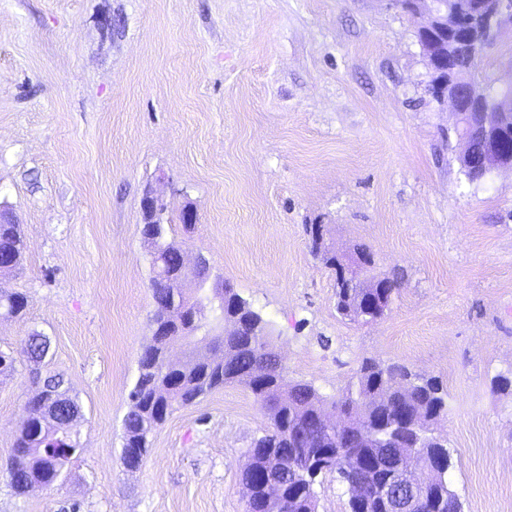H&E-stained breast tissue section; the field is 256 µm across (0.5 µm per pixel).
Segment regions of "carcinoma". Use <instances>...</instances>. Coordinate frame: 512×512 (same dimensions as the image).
Returning a JSON list of instances; mask_svg holds the SVG:
<instances>
[{"mask_svg":"<svg viewBox=\"0 0 512 512\" xmlns=\"http://www.w3.org/2000/svg\"><path fill=\"white\" fill-rule=\"evenodd\" d=\"M306 231L311 252L335 273L336 310L344 318L358 323H370L382 318L398 293V279L371 274L374 259L368 247L356 244L352 259L372 280L385 284L383 288H356L353 279L342 276L336 257L329 255L325 242L317 235L316 225ZM145 239L155 240L158 257L152 261L154 276L150 282L153 299L152 322L166 326L165 315L184 306L180 289L170 273L180 266L179 247L165 239L162 224H145ZM24 242L18 224H0V264L18 267ZM241 305L253 317L238 336H216L214 341L225 346L224 354L206 363L169 369L161 382L174 383V389H159L154 378L158 346L140 353L138 377L129 393L128 409L123 419L121 461L131 466L142 463L150 447L149 436L162 426L177 406H188L206 394L238 383L255 397L268 401L275 387L285 383V370L274 349L269 324L252 304L234 291L228 292V308ZM28 306L27 296L19 292L0 290V313L9 317L21 315ZM49 349L48 338L40 333L29 334L19 351L0 350V373L14 368L16 355L39 363ZM355 382L347 385L336 399L329 401L309 383H290L283 389L278 403L268 407L270 425L263 435L255 438L248 450L252 464L242 470L240 481L247 498V512H265L266 483L273 480L283 491L282 512H317V478L331 475L345 486L349 495V512H357L353 496L360 484L382 481L392 473L415 468L428 461L433 468L426 473L428 494L421 512H462L458 495L448 488V469L453 451L444 439L433 438L429 432L419 433L403 422L420 416L437 422L446 410V391L433 377L411 380L409 371L400 365H382L364 361L354 375ZM36 393L30 403L36 408L55 409L57 429H46L39 439H31L29 423L20 422L13 456L5 471L11 488L24 494L33 483L49 473L63 472L80 450V407L73 398L62 404ZM356 413L376 426L384 421L390 427L383 434L393 437L388 448H367L345 437L336 446L319 414Z\"/></svg>","mask_w":512,"mask_h":512,"instance_id":"1","label":"carcinoma"}]
</instances>
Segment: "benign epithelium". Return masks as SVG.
<instances>
[{"mask_svg":"<svg viewBox=\"0 0 512 512\" xmlns=\"http://www.w3.org/2000/svg\"><path fill=\"white\" fill-rule=\"evenodd\" d=\"M398 5L416 23V34L428 72V89L436 101L451 107L456 118L455 132L459 141L458 160L463 174L473 181L503 170H512V133L504 130L501 119L512 112V84L502 87L496 100H490L486 88L464 69L462 64L476 68L481 61L485 44L498 38L500 32L512 28V0H472L462 8L451 0H399ZM480 144V161L472 160L471 145ZM141 209L159 218L166 212L162 196L148 190L141 199ZM209 266L201 253L192 263L182 261L178 285L189 273ZM195 288L186 297V306L177 313H167L176 323L186 322L192 334L199 335L197 307L201 295L220 306L224 305V280L215 276L205 283L192 277ZM328 431L336 435L354 431L372 448L380 446L377 432L370 426L349 417L336 415L328 423ZM357 499L386 500L390 512H416L419 500L400 501L387 485L365 486L357 489Z\"/></svg>","mask_w":512,"mask_h":512,"instance_id":"benign-epithelium-1","label":"benign epithelium"}]
</instances>
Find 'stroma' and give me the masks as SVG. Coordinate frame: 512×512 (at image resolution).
I'll return each mask as SVG.
<instances>
[{
  "label": "stroma",
  "instance_id": "35a3bbf8",
  "mask_svg": "<svg viewBox=\"0 0 512 512\" xmlns=\"http://www.w3.org/2000/svg\"><path fill=\"white\" fill-rule=\"evenodd\" d=\"M479 71L512 83L511 29ZM427 83L392 0H0V208L25 236L0 289L28 298L0 319V349L47 335L37 368L83 414L61 479L15 494L1 468L36 367L0 375V512H246L240 474L268 410L244 386L175 410L137 469L120 460L152 341L148 188L169 241L268 322L287 382L330 399L368 358L438 378L462 512H512V171L465 178ZM310 224L398 277L381 320L338 314Z\"/></svg>",
  "mask_w": 512,
  "mask_h": 512
}]
</instances>
